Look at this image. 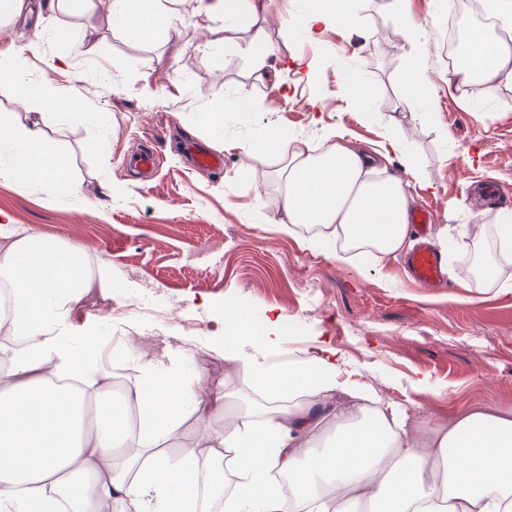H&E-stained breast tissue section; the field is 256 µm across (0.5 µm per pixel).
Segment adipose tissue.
<instances>
[{
  "mask_svg": "<svg viewBox=\"0 0 512 512\" xmlns=\"http://www.w3.org/2000/svg\"><path fill=\"white\" fill-rule=\"evenodd\" d=\"M351 0H316L299 29L344 26ZM112 25L139 40L171 35L174 15L163 0H111ZM225 31L243 30L262 45L258 19L267 0H210ZM36 43L0 59V79L16 85L26 108L66 97L48 81L26 77ZM460 79L480 75L512 82V45L473 37ZM247 153L282 164L280 231L314 224L307 244L339 239L385 256L405 247L411 213L408 180L423 181L399 130L370 154L335 142L317 149L278 128L265 129ZM398 156L406 178L375 181L380 160ZM65 165L39 121L0 117V175L53 179L69 191ZM111 291L112 272H85L79 250L35 235L0 250V287L11 309L0 311V512H198L201 473L232 467L238 477L228 512H512V417L468 408L440 427L409 426L396 411L369 409L372 387L353 382L354 368L323 342L302 362L280 358L282 314L251 333L241 303L228 299L212 342L240 363L262 396L257 425L212 428L231 413L233 396L206 386L181 362L134 363L135 385L114 398L112 370L94 342L97 330L75 326L72 313L90 283ZM348 407L324 414L333 396ZM136 421H129V410ZM194 415L208 452L171 457L165 443Z\"/></svg>",
  "mask_w": 512,
  "mask_h": 512,
  "instance_id": "1",
  "label": "adipose tissue"
}]
</instances>
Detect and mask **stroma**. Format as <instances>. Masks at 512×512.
<instances>
[{
	"label": "stroma",
	"mask_w": 512,
	"mask_h": 512,
	"mask_svg": "<svg viewBox=\"0 0 512 512\" xmlns=\"http://www.w3.org/2000/svg\"><path fill=\"white\" fill-rule=\"evenodd\" d=\"M47 2L33 0L26 21L0 34V53L37 41L28 79L79 94L69 113L46 115L74 191L1 176L0 222L84 249V261L111 269L112 293L90 288L72 320L109 336L117 378L132 383L127 363H165L179 352L189 371L236 398H257L250 375L210 341L232 297L252 323L284 315L283 357L304 360L317 341H330L359 369L360 383L398 412L423 409L439 424L472 406L512 415V256L486 252L501 274L482 286L467 266L480 239L472 226L493 236L512 219V83L452 80L448 16L434 0L405 2L408 19L434 44L421 60L386 0H354V28L320 26L309 37L285 25L297 10L292 0H270L259 82L247 33H231L217 54L206 50L211 28L224 25L206 13L208 0H176L177 35L141 42L115 29L110 0H98V54L52 72L46 60L62 46L50 39V25L78 28L85 19L75 2L53 14ZM417 61L432 83L429 112L399 106L400 77ZM356 81L371 90L369 109L346 94ZM241 101L248 111L238 110ZM216 103L227 106L220 173L193 168L183 152L187 141L209 147L200 116ZM90 112L100 113V124L87 120ZM269 125L316 147L335 128L365 151L400 127L430 180L412 192L416 209L433 214L430 241L447 262L443 283L416 286L402 252L375 258L352 250L339 261L331 248L305 246V226L277 232L269 220L281 213L280 165L241 149ZM139 150L158 156L156 172L127 166ZM491 184L499 188L494 203ZM128 331L137 338L131 351Z\"/></svg>",
	"instance_id": "1"
}]
</instances>
